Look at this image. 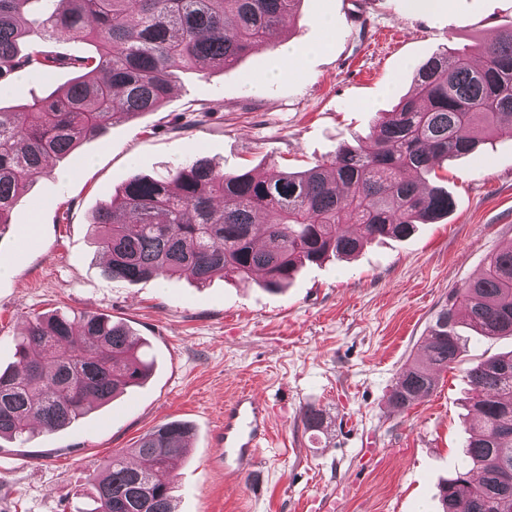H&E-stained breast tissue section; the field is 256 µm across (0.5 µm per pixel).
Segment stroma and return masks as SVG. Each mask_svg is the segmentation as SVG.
Here are the masks:
<instances>
[{
  "mask_svg": "<svg viewBox=\"0 0 512 512\" xmlns=\"http://www.w3.org/2000/svg\"><path fill=\"white\" fill-rule=\"evenodd\" d=\"M438 5L432 14L408 0H301L273 48L226 69L177 70L156 111L115 119L75 155L49 159L48 176L28 185L0 235V368L14 363L26 317L58 309L123 322L146 338L152 372L65 429L1 440L0 512H74L75 493L112 454L171 420L193 427L190 453L173 471L175 512H437L438 485L468 440L465 371L511 351L512 336L469 334L460 362L409 409L390 394L422 356L449 294L512 243V137L426 177L452 195L447 219L306 266L275 293L258 274L203 286L108 278L90 222L131 176L187 158L258 174L329 161L369 134L433 53L472 51L512 28V0ZM393 30L396 44L378 43ZM288 44L307 56L286 57ZM69 78L16 73L0 104L28 103ZM245 389L267 402L272 425L259 472L241 481L225 476L218 442L225 403ZM307 406L323 412L321 432L304 427Z\"/></svg>",
  "mask_w": 512,
  "mask_h": 512,
  "instance_id": "1",
  "label": "stroma"
}]
</instances>
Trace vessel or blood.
I'll use <instances>...</instances> for the list:
<instances>
[{"instance_id":"b4317fda","label":"vessel or blood","mask_w":512,"mask_h":512,"mask_svg":"<svg viewBox=\"0 0 512 512\" xmlns=\"http://www.w3.org/2000/svg\"><path fill=\"white\" fill-rule=\"evenodd\" d=\"M270 432V412L264 400L244 392L224 407V469L249 478L261 464L260 450Z\"/></svg>"}]
</instances>
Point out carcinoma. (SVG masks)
<instances>
[{"label": "carcinoma", "mask_w": 512, "mask_h": 512, "mask_svg": "<svg viewBox=\"0 0 512 512\" xmlns=\"http://www.w3.org/2000/svg\"><path fill=\"white\" fill-rule=\"evenodd\" d=\"M300 0H0L1 80L18 71L64 69L60 93L19 109L0 106V235L26 184L47 174L50 157L69 156L116 116L155 111L177 68H228L269 46ZM81 39L93 51L70 56L29 46L32 39ZM512 135V28L484 44L479 64L465 51L438 52L416 70L412 93L377 119L367 141L344 145L303 172L227 174L191 158L162 176L133 177L91 224L104 272L114 280L261 271L279 290L306 264L349 258L381 238H407L454 209L428 173L466 157L499 134ZM355 227L350 233L346 225ZM512 335V244L490 257L430 327L423 358L399 373L390 399L406 409L427 396L435 376L457 362L460 328ZM142 340L94 311L31 316L16 338L15 364L0 370V440L23 442L38 425L58 431L139 385L150 363ZM472 408L464 461L440 485L441 512H512V353L466 369ZM306 428L324 427L307 406ZM189 427L171 420L139 439L138 464L116 454L81 494L75 512H175L172 462L189 449Z\"/></svg>", "instance_id": "cac0c4a2"}]
</instances>
